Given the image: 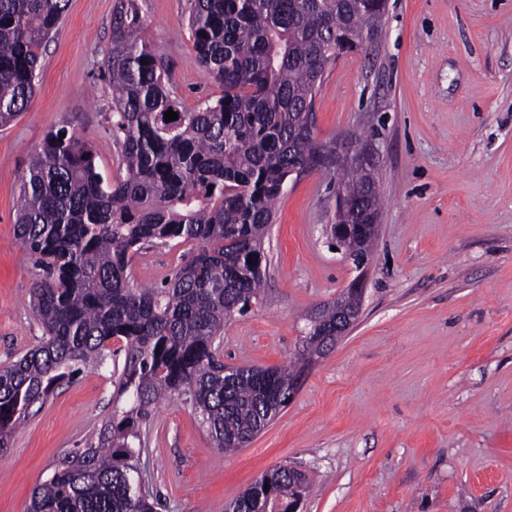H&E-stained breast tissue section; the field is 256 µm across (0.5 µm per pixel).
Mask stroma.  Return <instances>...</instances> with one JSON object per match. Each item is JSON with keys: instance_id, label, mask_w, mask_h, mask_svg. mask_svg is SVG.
<instances>
[{"instance_id": "obj_1", "label": "stroma", "mask_w": 512, "mask_h": 512, "mask_svg": "<svg viewBox=\"0 0 512 512\" xmlns=\"http://www.w3.org/2000/svg\"><path fill=\"white\" fill-rule=\"evenodd\" d=\"M144 38L186 109L223 87L202 67L190 0H137ZM116 0H70L28 109L0 128V365L42 337L40 277L15 231L29 153L64 127L119 172L102 59ZM321 141L372 144L384 197L347 335L304 371L293 400L245 448H215L182 401L159 407L141 464L161 512H225L280 465L310 478L304 512H512V0H388L367 49L332 58L313 103ZM336 178H290L266 241V299L224 329V362L297 360L306 316L357 271L332 250ZM189 245L141 250L135 281L158 286ZM116 356L36 404L0 455V512L34 489L112 410Z\"/></svg>"}]
</instances>
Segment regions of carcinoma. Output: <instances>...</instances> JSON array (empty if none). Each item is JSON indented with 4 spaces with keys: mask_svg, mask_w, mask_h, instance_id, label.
Masks as SVG:
<instances>
[{
    "mask_svg": "<svg viewBox=\"0 0 512 512\" xmlns=\"http://www.w3.org/2000/svg\"><path fill=\"white\" fill-rule=\"evenodd\" d=\"M69 0H0V126L33 98L42 49ZM386 0H190L188 27L201 63L224 95L186 110L166 62L142 37L136 0H117L103 60L112 88V138L123 172L111 176L90 144L65 128L30 156L19 187L16 235L43 277L30 298L43 336L0 367V451L31 408L112 343L125 353L112 413L95 437L67 453L32 495L29 512H158L138 470L143 424L181 398L202 417L214 446L235 451L288 405L298 364L224 374L217 339L234 315L260 301L265 238L294 167L322 164L304 114L336 48L378 31ZM172 110L177 119L166 121ZM366 175L342 169L346 220L379 212L363 197ZM193 243L162 287L134 284L146 246ZM319 315L336 324V302ZM276 468L234 498L232 512H288L307 496Z\"/></svg>",
    "mask_w": 512,
    "mask_h": 512,
    "instance_id": "cac0c4a2",
    "label": "carcinoma"
}]
</instances>
